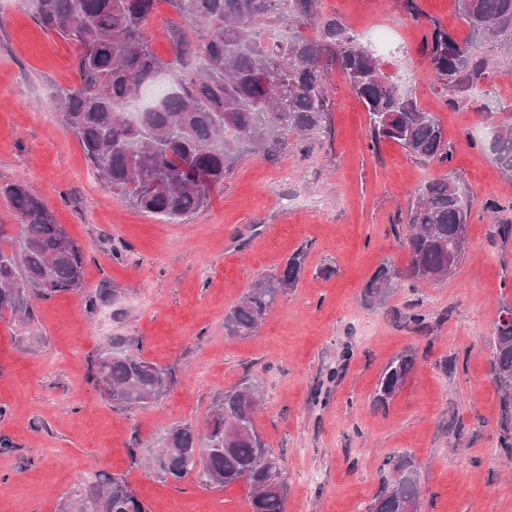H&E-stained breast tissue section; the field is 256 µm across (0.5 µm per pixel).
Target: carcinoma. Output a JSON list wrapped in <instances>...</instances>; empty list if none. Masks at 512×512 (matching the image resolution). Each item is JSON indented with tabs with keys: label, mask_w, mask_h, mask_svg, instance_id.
I'll return each instance as SVG.
<instances>
[{
	"label": "carcinoma",
	"mask_w": 512,
	"mask_h": 512,
	"mask_svg": "<svg viewBox=\"0 0 512 512\" xmlns=\"http://www.w3.org/2000/svg\"><path fill=\"white\" fill-rule=\"evenodd\" d=\"M40 26L76 43L78 84L59 90L63 125L79 139L98 178L138 210L173 223L205 207L248 147H284L295 137L310 143L330 132L328 68L336 66L362 101L371 148L397 143L424 165L451 159L441 120L382 68L378 56L337 19L320 16L319 0H165L182 25L165 29L170 60L153 50L146 25L158 0H32ZM468 28L457 39L431 20L422 54L453 109L482 91L512 52V0H455ZM315 30L310 36L307 31ZM489 148L512 180V112L482 109ZM16 234L0 224V317L29 314L28 295L49 298L77 291L85 253L57 224L25 183L7 184ZM470 195L448 172L422 184L405 217L404 270L389 264L366 283L363 297L377 306L401 281L422 284L450 275L466 239ZM304 253L279 273L257 281L224 316V331L248 338L278 297L297 285ZM416 365L415 351L399 353L383 369L375 401L387 405ZM494 381L512 408V307L493 326ZM93 382L107 380L105 397L126 407L157 401L173 382L168 369L134 353L103 351L91 364ZM260 386L243 382L216 398L204 430L169 428L158 440L166 475L196 474L205 485L245 482L252 512H284L286 483L273 468L272 450L255 427ZM387 476L367 512H419L417 466L406 454L391 457ZM65 512H149L123 477L98 475L78 487Z\"/></svg>",
	"instance_id": "1"
}]
</instances>
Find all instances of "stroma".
<instances>
[{
	"mask_svg": "<svg viewBox=\"0 0 512 512\" xmlns=\"http://www.w3.org/2000/svg\"><path fill=\"white\" fill-rule=\"evenodd\" d=\"M418 4L414 18L394 0H320L323 17L356 35L394 30L375 52L387 73L415 76L419 108L448 135L445 168L472 197L454 274L415 289L399 283L371 307L362 292L379 266L409 262L398 233L415 189L445 168L393 142L371 148L364 105L338 69L328 73L325 138L244 152L207 207L165 224L112 194L60 121L56 92L78 82L75 43L46 33L29 0H0V185L33 186L87 254L81 289L31 296L26 326L0 318V437L13 444L0 454V512H60L93 474L124 477L151 512H251L247 483L176 481L154 456L170 426L203 428L217 396L253 378L264 393L255 426L279 461L285 512H367L397 452L418 465L420 512H512L491 372L492 327L512 306V236L498 231L512 223V180L486 145L480 110L512 111V69L492 70L488 96L449 108L421 43L434 18L458 39L468 30L454 0ZM490 198L503 206L494 220L483 209ZM300 250L296 288L253 336H227L225 313ZM417 310L425 328L409 321ZM115 342L172 371L158 402L128 409L92 383V360ZM408 348L414 370L377 405L383 368Z\"/></svg>",
	"mask_w": 512,
	"mask_h": 512,
	"instance_id": "stroma-1",
	"label": "stroma"
}]
</instances>
